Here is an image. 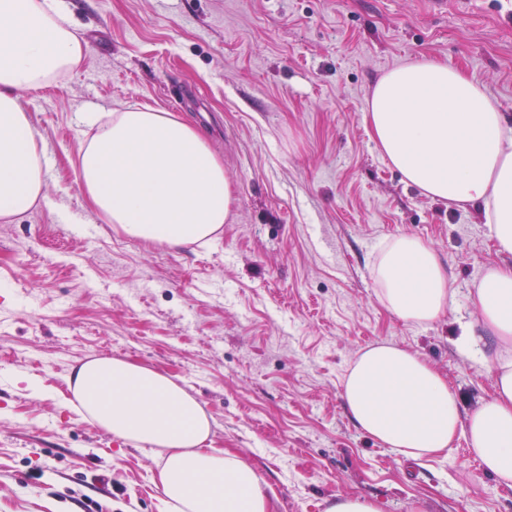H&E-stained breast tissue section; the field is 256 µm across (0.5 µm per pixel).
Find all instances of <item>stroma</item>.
<instances>
[{
	"label": "stroma",
	"instance_id": "stroma-1",
	"mask_svg": "<svg viewBox=\"0 0 512 512\" xmlns=\"http://www.w3.org/2000/svg\"><path fill=\"white\" fill-rule=\"evenodd\" d=\"M87 44L64 78L21 92L48 154L44 196L0 216V512H167L157 451L66 411L78 362L162 371L212 421L209 443L255 467L277 512L360 496L381 512H512V488L457 434L398 456L342 398L365 348L390 342L438 368L469 415L492 392L471 294L497 254L478 209L407 184L373 141L366 97L385 72L440 60L512 118V19L495 0H68ZM151 106L184 115L224 162L234 202L209 243L124 236L92 210L80 113ZM399 234L430 243L453 281L438 320L402 321L374 266Z\"/></svg>",
	"mask_w": 512,
	"mask_h": 512
}]
</instances>
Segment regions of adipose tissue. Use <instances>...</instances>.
I'll return each mask as SVG.
<instances>
[{
	"instance_id": "adipose-tissue-1",
	"label": "adipose tissue",
	"mask_w": 512,
	"mask_h": 512,
	"mask_svg": "<svg viewBox=\"0 0 512 512\" xmlns=\"http://www.w3.org/2000/svg\"><path fill=\"white\" fill-rule=\"evenodd\" d=\"M86 46L66 0H0V216L40 197L46 155L18 93L68 74ZM371 135L406 183L433 200L479 208L498 254L512 256V122L478 82L419 58L383 74L366 100ZM94 136L79 149L91 206L126 236L180 247L209 239L230 211L224 164L202 133L173 112L131 107L80 114ZM382 303L400 320L439 319L454 290L434 247L392 237L375 267ZM478 326L497 351L493 391L469 416L447 378L386 343L365 349L343 382V401L368 436L407 460L444 451L466 432L484 472L512 487V266H487L475 285ZM70 412L127 442L157 447L158 482L173 512H275L253 466L207 447L211 423L171 377L102 357L67 377Z\"/></svg>"
}]
</instances>
